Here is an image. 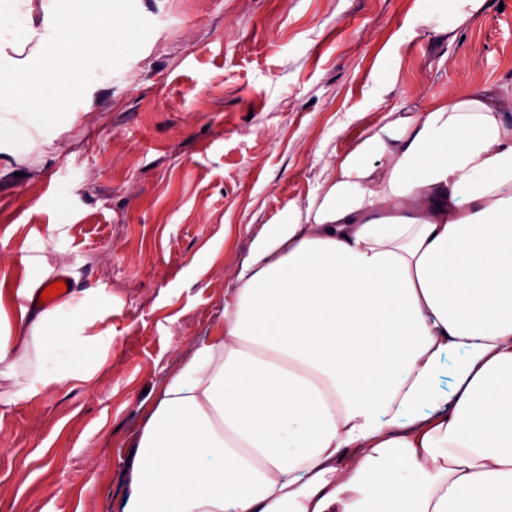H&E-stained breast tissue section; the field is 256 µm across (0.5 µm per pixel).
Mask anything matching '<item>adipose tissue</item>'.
<instances>
[{
  "label": "adipose tissue",
  "mask_w": 512,
  "mask_h": 512,
  "mask_svg": "<svg viewBox=\"0 0 512 512\" xmlns=\"http://www.w3.org/2000/svg\"><path fill=\"white\" fill-rule=\"evenodd\" d=\"M485 0H431L455 39ZM159 35L145 0H0V163L74 117ZM449 93L361 138L305 208L252 236L220 336L133 439L127 512H512V126ZM0 299L10 405L92 381L112 299Z\"/></svg>",
  "instance_id": "ef3b65f1"
}]
</instances>
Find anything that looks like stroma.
Returning a JSON list of instances; mask_svg holds the SVG:
<instances>
[{"mask_svg": "<svg viewBox=\"0 0 512 512\" xmlns=\"http://www.w3.org/2000/svg\"><path fill=\"white\" fill-rule=\"evenodd\" d=\"M159 38L0 176V290L33 245L110 293L88 384L0 407V512H123L132 439L220 334L260 225L306 207L361 137L454 91L512 99V0L445 42L421 0H152Z\"/></svg>", "mask_w": 512, "mask_h": 512, "instance_id": "1", "label": "stroma"}]
</instances>
